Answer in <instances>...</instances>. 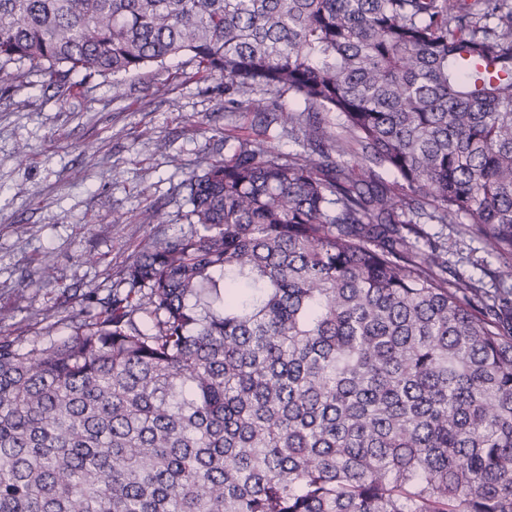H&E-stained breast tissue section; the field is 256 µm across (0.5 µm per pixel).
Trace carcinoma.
<instances>
[{
    "label": "carcinoma",
    "instance_id": "carcinoma-1",
    "mask_svg": "<svg viewBox=\"0 0 512 512\" xmlns=\"http://www.w3.org/2000/svg\"><path fill=\"white\" fill-rule=\"evenodd\" d=\"M182 56L302 104L299 150L238 144L70 336L0 339V512H512V289L417 229L512 260V0H0V82ZM468 224H419L424 239L448 259V279L471 277L476 288L493 294L496 288H512L503 260L487 254L484 241Z\"/></svg>",
    "mask_w": 512,
    "mask_h": 512
}]
</instances>
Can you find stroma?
Here are the masks:
<instances>
[{
	"mask_svg": "<svg viewBox=\"0 0 512 512\" xmlns=\"http://www.w3.org/2000/svg\"><path fill=\"white\" fill-rule=\"evenodd\" d=\"M254 139L296 148L279 123L255 126L223 79L190 64L66 84L31 68L1 87L0 338L26 350L69 336L67 315L86 296L106 298L155 235L191 231L186 180ZM148 208L165 225L142 223ZM421 232L449 275L490 292L512 288L473 229Z\"/></svg>",
	"mask_w": 512,
	"mask_h": 512,
	"instance_id": "obj_1",
	"label": "stroma"
}]
</instances>
